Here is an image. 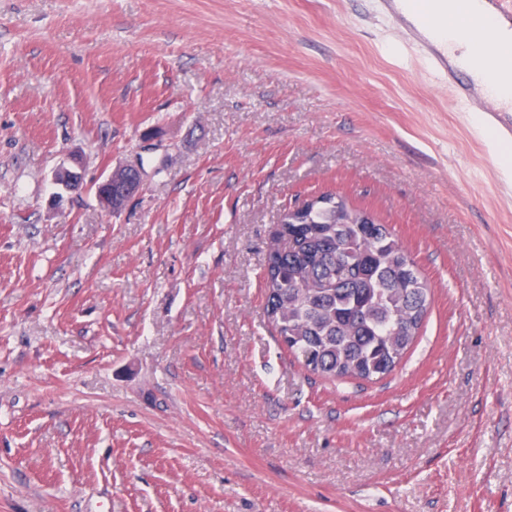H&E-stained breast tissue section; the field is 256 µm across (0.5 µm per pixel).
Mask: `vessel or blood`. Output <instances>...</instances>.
Returning a JSON list of instances; mask_svg holds the SVG:
<instances>
[{
    "mask_svg": "<svg viewBox=\"0 0 512 512\" xmlns=\"http://www.w3.org/2000/svg\"><path fill=\"white\" fill-rule=\"evenodd\" d=\"M480 2V9L469 15L470 31L512 30V0ZM377 5L380 14L395 24L402 40L415 46L431 68L447 77L457 99L469 111L490 114L499 133L512 137V96L505 98L498 94L495 72H487L480 80L460 81L464 69L449 52L447 41L438 36L448 10L447 0H431L430 10L425 14L413 8L412 0H377Z\"/></svg>",
    "mask_w": 512,
    "mask_h": 512,
    "instance_id": "b4317fda",
    "label": "vessel or blood"
}]
</instances>
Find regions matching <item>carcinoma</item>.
<instances>
[{"instance_id": "obj_1", "label": "carcinoma", "mask_w": 512, "mask_h": 512, "mask_svg": "<svg viewBox=\"0 0 512 512\" xmlns=\"http://www.w3.org/2000/svg\"><path fill=\"white\" fill-rule=\"evenodd\" d=\"M265 313L307 370L371 380L396 368L417 338L430 288L386 224H338L336 210L280 221L262 276Z\"/></svg>"}]
</instances>
